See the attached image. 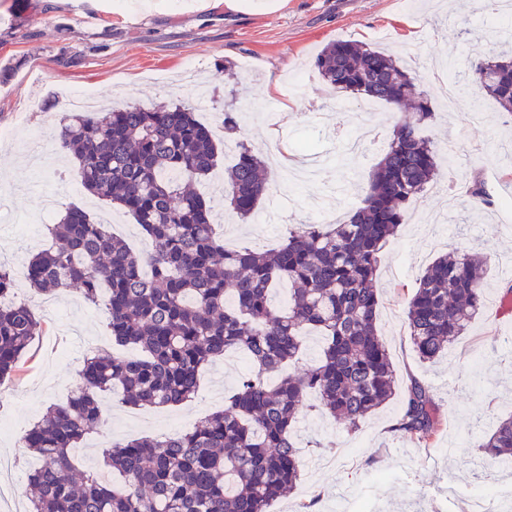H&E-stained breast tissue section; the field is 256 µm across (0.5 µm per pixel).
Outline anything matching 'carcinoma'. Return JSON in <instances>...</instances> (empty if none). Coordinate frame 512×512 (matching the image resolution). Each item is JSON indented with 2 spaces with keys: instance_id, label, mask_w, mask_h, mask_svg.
Wrapping results in <instances>:
<instances>
[{
  "instance_id": "carcinoma-1",
  "label": "carcinoma",
  "mask_w": 512,
  "mask_h": 512,
  "mask_svg": "<svg viewBox=\"0 0 512 512\" xmlns=\"http://www.w3.org/2000/svg\"><path fill=\"white\" fill-rule=\"evenodd\" d=\"M314 67L338 93L409 108L377 164L359 206L342 222L307 224L270 250L229 251L212 229L213 206L191 188L217 165L213 131L186 103L115 106L68 112L60 137L83 187L129 213L151 241L136 254L81 206L47 225L56 245L27 264L35 291L76 288L91 304L106 301L112 341L142 352L127 358L101 350L84 360L66 402L48 407L21 437L40 461L28 477L30 512H268L294 494L301 458L293 426L307 393L349 429L395 397L394 430L418 444L439 426L430 390L415 379L399 385L378 333V253L410 203L440 172L442 156L421 127L431 100L392 56L352 41L323 49ZM475 80L512 112V50L478 62ZM228 168L224 200L240 218L254 214L268 190L261 160L244 143ZM485 260L477 253L436 258L407 301L406 323L419 359L445 354L487 308ZM288 283V304L272 294ZM14 280L0 265V383L30 351L41 322L14 299ZM320 336V356L303 372V337ZM242 350L253 369L224 396V408L184 433L115 442L104 451L120 486L71 462L100 421L98 396L119 390L130 407L176 406L192 398L205 365ZM492 461L512 458V416L481 444Z\"/></svg>"
}]
</instances>
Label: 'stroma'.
I'll return each mask as SVG.
<instances>
[{
	"label": "stroma",
	"instance_id": "stroma-1",
	"mask_svg": "<svg viewBox=\"0 0 512 512\" xmlns=\"http://www.w3.org/2000/svg\"><path fill=\"white\" fill-rule=\"evenodd\" d=\"M512 31V12H487L481 0H288L274 12L225 9L224 0H0V67L12 64L0 83V263L13 272L18 298L42 321V333L20 371L0 384V458L11 476L0 478V512H26L27 475L35 456L19 438L46 408L66 401L78 383L87 356L84 341L110 333L103 307L62 291L44 298L30 289L25 269L31 252L46 246L47 231L35 223L23 233V219L43 207L44 193L56 196L55 210L70 204L91 216L111 213V230L134 250L147 244L132 232V218L90 196L76 184L59 138L65 94L90 89L107 102L150 107L185 102L198 119L223 133L224 111L242 113L238 138L256 152L272 141L288 148L289 164H269V192L260 210L280 208L281 222L261 224L226 214L217 234L232 230L235 245L276 247L289 227L314 224L327 213L346 219L360 204L371 173L383 156L396 124L415 121L411 112L373 103L364 122L336 105V91L314 69L327 45L349 40L393 52L416 74L438 111L424 133L436 146L455 140L451 167L440 171L410 209L380 253L377 328L399 381L416 378L433 390L439 430L428 445L394 432L398 402L365 418L355 430L314 407L301 410L294 437L301 449V479L292 497L270 512H292L294 503L315 501L317 512H468L480 483L512 485V470L475 467L479 444L500 418L512 415V336L493 309L476 318L438 363L417 357L405 323L416 280L438 255L477 248L487 257L489 294L505 292L512 271V229L495 221L503 198H512V113L484 99V118L469 122L464 107L439 108L440 83L458 80L472 63L500 49ZM233 75H225V62ZM278 82L281 99L268 92ZM288 103L286 120L270 123L277 101ZM46 135L45 165H38L27 125ZM362 139L363 154L337 162L346 139ZM481 180L490 199L476 210L465 189ZM249 362L231 367L209 364L197 394L166 407L130 409L118 394H100L101 424L73 453L82 471L104 470L101 445L162 433L186 432L220 410Z\"/></svg>",
	"mask_w": 512,
	"mask_h": 512
}]
</instances>
